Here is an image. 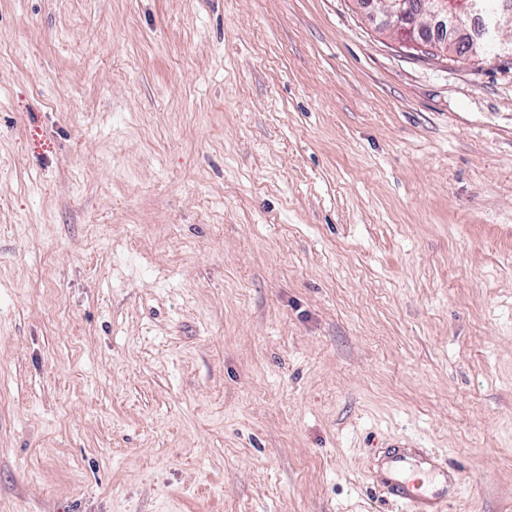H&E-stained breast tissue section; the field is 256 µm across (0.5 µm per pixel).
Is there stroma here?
Returning a JSON list of instances; mask_svg holds the SVG:
<instances>
[{
    "label": "stroma",
    "mask_w": 512,
    "mask_h": 512,
    "mask_svg": "<svg viewBox=\"0 0 512 512\" xmlns=\"http://www.w3.org/2000/svg\"><path fill=\"white\" fill-rule=\"evenodd\" d=\"M512 512V54L358 0H0V512ZM388 457V473L384 480L387 495L407 505L410 512H445L447 495L443 491H416L414 486L402 478L411 465L406 452L395 451Z\"/></svg>",
    "instance_id": "1"
}]
</instances>
